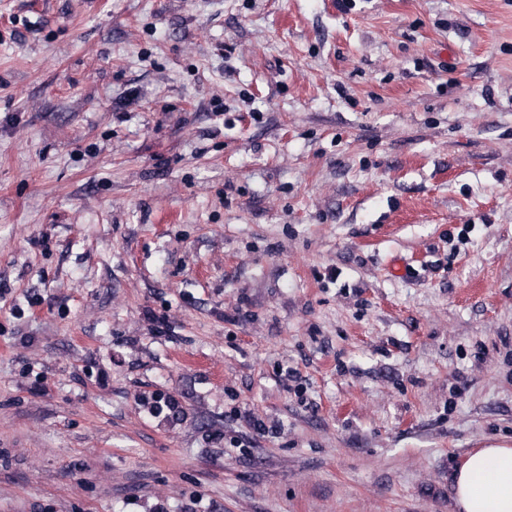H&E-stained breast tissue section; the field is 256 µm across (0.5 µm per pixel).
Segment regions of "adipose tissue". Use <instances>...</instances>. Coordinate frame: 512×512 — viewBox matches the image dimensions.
I'll use <instances>...</instances> for the list:
<instances>
[{
    "instance_id": "1",
    "label": "adipose tissue",
    "mask_w": 512,
    "mask_h": 512,
    "mask_svg": "<svg viewBox=\"0 0 512 512\" xmlns=\"http://www.w3.org/2000/svg\"><path fill=\"white\" fill-rule=\"evenodd\" d=\"M454 500L458 512H512V448L469 451L455 471Z\"/></svg>"
}]
</instances>
